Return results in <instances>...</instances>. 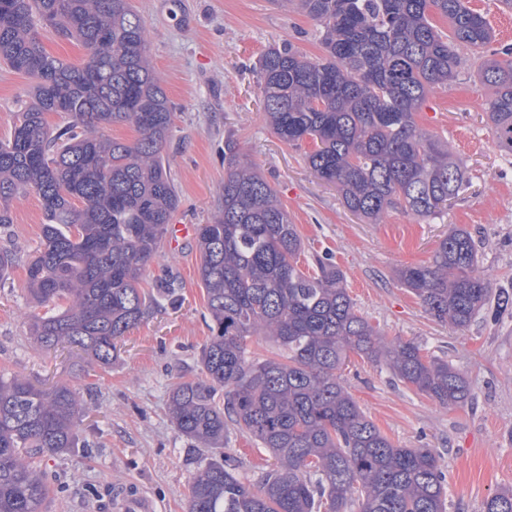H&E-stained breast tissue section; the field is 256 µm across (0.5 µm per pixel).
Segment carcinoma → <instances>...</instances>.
<instances>
[{
	"instance_id": "obj_1",
	"label": "carcinoma",
	"mask_w": 512,
	"mask_h": 512,
	"mask_svg": "<svg viewBox=\"0 0 512 512\" xmlns=\"http://www.w3.org/2000/svg\"><path fill=\"white\" fill-rule=\"evenodd\" d=\"M286 2L314 23L324 55L268 48L258 66L260 108L281 141L314 144L309 168L350 212L374 224L396 209L424 220L466 189V165L416 120L427 97L457 77L461 46L495 88L487 119L512 155V47L487 53L494 32L469 0ZM433 14L450 21V33ZM42 30L77 41L81 62L48 53ZM147 52L146 26L130 0H0V63L32 82L0 141V224L10 223L9 203L30 193L46 220L26 268L28 293L44 309L30 333L45 349L75 347L103 368L118 340L172 294L168 285L155 295L142 288L180 205L163 155L172 107ZM51 114L62 123L51 124ZM116 124L133 126L137 138L101 133ZM196 235L214 325L200 376L178 382L170 406L178 431L211 454L192 477L187 512H447L435 450L383 434L342 369L351 352L383 362L445 408L469 399L466 376L415 341L386 339L355 308L332 259L316 257L308 274L298 267L296 225L230 136L217 211ZM398 279L426 313L457 330L484 310L496 322L512 306L479 270L463 228ZM261 334L280 358L249 356L247 339ZM80 413L66 384L0 375V512H46L50 486L35 458L77 447ZM229 420L271 454L256 488L223 453ZM485 512H512V490L489 498Z\"/></svg>"
}]
</instances>
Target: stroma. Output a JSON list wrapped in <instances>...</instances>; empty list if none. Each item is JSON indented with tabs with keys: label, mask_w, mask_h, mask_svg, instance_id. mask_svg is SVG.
Wrapping results in <instances>:
<instances>
[{
	"label": "stroma",
	"mask_w": 512,
	"mask_h": 512,
	"mask_svg": "<svg viewBox=\"0 0 512 512\" xmlns=\"http://www.w3.org/2000/svg\"><path fill=\"white\" fill-rule=\"evenodd\" d=\"M147 30L154 71L173 105L165 146L181 197L172 221L197 226L215 213L224 183V139L233 137L270 183L303 241L301 269L330 256L346 274L356 308L386 338L413 340L460 369L471 395L448 409L407 389L389 369L351 355L343 377L349 392L392 441L433 448L447 475V512H484L489 497L512 489V314L498 322L478 315L453 331L427 314L395 276L429 259L448 230L472 235L479 264L494 288L512 294V156L496 146L486 117L494 89L480 81L473 52L455 81L432 92L417 116L464 160L469 184L447 209L419 221L400 210L367 224L348 211L335 189L319 181L303 150L277 138L259 105L256 65L272 46L292 44L322 55L314 23L281 0H132ZM30 79L0 67V139L27 100ZM0 225V249L15 265L0 282V374L32 382L67 383L79 395L83 447L42 458L51 486L48 512H109L113 486L139 483L161 512H186L189 484L205 448L183 437L170 413L178 382L198 376L211 323L198 285L195 234L165 235L147 270L145 291L174 278L173 303L125 336L109 368L70 348L42 349L29 332L37 310L25 290L26 266L41 242L44 211L33 194L13 199ZM242 478L256 480L269 455L230 427L226 447Z\"/></svg>",
	"instance_id": "35a3bbf8"
}]
</instances>
